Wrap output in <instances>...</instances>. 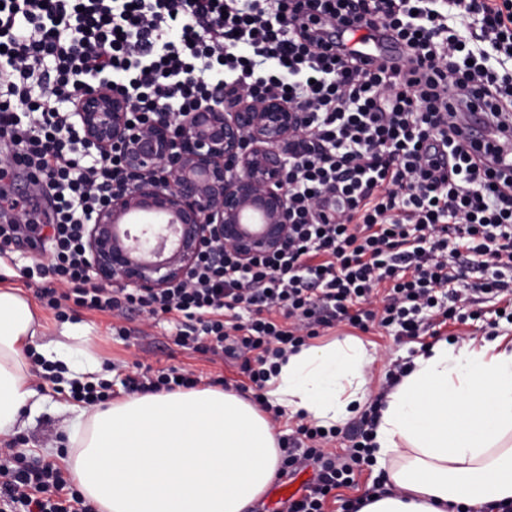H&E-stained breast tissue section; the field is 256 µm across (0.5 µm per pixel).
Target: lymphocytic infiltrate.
Listing matches in <instances>:
<instances>
[{"instance_id":"lymphocytic-infiltrate-1","label":"lymphocytic infiltrate","mask_w":512,"mask_h":512,"mask_svg":"<svg viewBox=\"0 0 512 512\" xmlns=\"http://www.w3.org/2000/svg\"><path fill=\"white\" fill-rule=\"evenodd\" d=\"M0 0V180L21 170L47 198L51 234L36 209L0 224V255L19 234L51 243L39 302L111 313L112 335L131 342L135 311L173 316L177 345L226 356L262 390L271 360L322 330L346 324L411 338L433 318L466 321L482 296H512V171L483 162L454 136L448 91L469 88L512 147V0ZM388 34L400 62L360 57L324 38L322 21ZM111 84L140 123L223 103L225 90L279 98L302 126L289 149L292 224L285 247L241 264L203 249L187 282L157 294L90 282L85 224L119 186L116 156L87 151L75 94ZM184 368L142 367L131 393L196 387ZM378 409L363 413L346 455L337 429L304 423L281 438V473L312 467L285 512H324L333 490L371 462ZM0 512H97L61 467L0 443Z\"/></svg>"}]
</instances>
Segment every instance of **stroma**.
I'll list each match as a JSON object with an SVG mask.
<instances>
[{"label": "stroma", "instance_id": "stroma-1", "mask_svg": "<svg viewBox=\"0 0 512 512\" xmlns=\"http://www.w3.org/2000/svg\"><path fill=\"white\" fill-rule=\"evenodd\" d=\"M49 248L31 249L27 242H19L6 259L5 266L11 274L4 280L5 285L21 288L27 297H34L37 290L47 286V278L33 276L24 279L21 272L26 268L47 263ZM498 302L482 304L478 319L466 322L448 321L438 326L436 331H425L415 338H400L393 332L375 329L361 336L368 348L374 349L376 359L368 369L369 388L372 396H379L385 385L386 376L394 363L411 361L425 347L433 344L436 338L463 340L485 335L494 330L496 335L512 340V323L496 317ZM41 315L55 338H62L64 332L78 330L87 336L88 350L103 363L112 364V389L116 398L125 395L122 381L133 371L135 364L141 363L152 369L162 370L179 367L194 371L202 377L203 385H213L214 381L240 379L238 362L220 359L209 354L182 349L174 342L176 329L168 317H150L147 314H130L126 325L141 330L142 335L133 344L113 339L110 326L113 317L107 313L78 311L68 317L57 318L50 309H42ZM36 386L43 398L44 408L36 416L19 425L15 434L19 446L28 456L51 463H61L70 451L69 430L76 417L70 410L71 398L61 385L37 380Z\"/></svg>", "mask_w": 512, "mask_h": 512}]
</instances>
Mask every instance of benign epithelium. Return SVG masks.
<instances>
[{"label":"benign epithelium","instance_id":"benign-epithelium-1","mask_svg":"<svg viewBox=\"0 0 512 512\" xmlns=\"http://www.w3.org/2000/svg\"><path fill=\"white\" fill-rule=\"evenodd\" d=\"M75 103L87 148L121 158V190L86 225L92 283L155 294L184 282L209 242L244 264L288 242L298 109L239 90L222 107L135 124L129 98L110 88L81 89Z\"/></svg>","mask_w":512,"mask_h":512}]
</instances>
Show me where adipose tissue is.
<instances>
[{
    "instance_id": "1",
    "label": "adipose tissue",
    "mask_w": 512,
    "mask_h": 512,
    "mask_svg": "<svg viewBox=\"0 0 512 512\" xmlns=\"http://www.w3.org/2000/svg\"><path fill=\"white\" fill-rule=\"evenodd\" d=\"M20 289L0 287V437L38 413L29 351L66 380L107 378L87 348L47 338ZM375 356L336 337L286 354L267 382L271 405L329 429L367 404ZM69 434L74 484L99 512H245L276 480L279 439L265 412L234 390L179 389L82 409ZM374 467L387 492L359 512H485L512 502V342L439 340L383 398Z\"/></svg>"
}]
</instances>
